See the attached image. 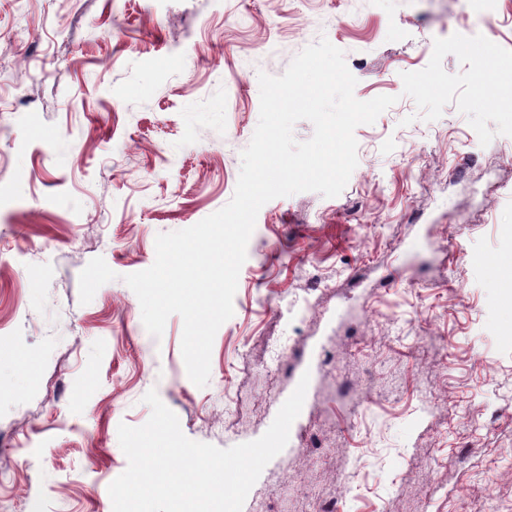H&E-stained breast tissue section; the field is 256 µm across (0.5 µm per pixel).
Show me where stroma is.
Masks as SVG:
<instances>
[{"label":"stroma","instance_id":"35a3bbf8","mask_svg":"<svg viewBox=\"0 0 512 512\" xmlns=\"http://www.w3.org/2000/svg\"><path fill=\"white\" fill-rule=\"evenodd\" d=\"M455 33L512 50V0H0V512H112L149 390L229 448L305 374L242 512H512V137L481 145L453 103L416 118L400 79ZM323 37L357 99L396 102L356 128L339 196L260 209L197 387L181 317L151 336L124 277L230 201L259 72ZM98 256L117 278L84 305Z\"/></svg>","mask_w":512,"mask_h":512}]
</instances>
